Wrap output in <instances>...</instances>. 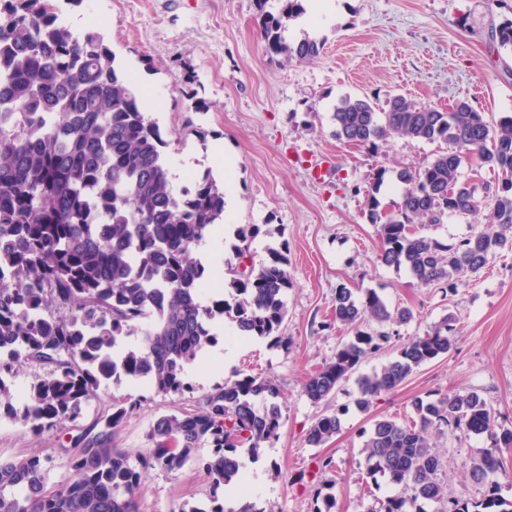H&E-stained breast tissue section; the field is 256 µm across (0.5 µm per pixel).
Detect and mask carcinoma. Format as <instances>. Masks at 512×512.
I'll return each instance as SVG.
<instances>
[{
    "mask_svg": "<svg viewBox=\"0 0 512 512\" xmlns=\"http://www.w3.org/2000/svg\"><path fill=\"white\" fill-rule=\"evenodd\" d=\"M268 2L257 0L266 51L289 61L317 57L322 43L288 35L290 22L304 14L302 0H276L274 11L266 9ZM491 36L512 50V19ZM332 120L338 139L369 150L395 136L442 145L427 166L395 171L397 210L386 212L377 198L385 167L364 188L384 265L453 291L496 254L512 250V114L493 122L465 100L448 112L400 94L383 107L344 95ZM164 147L157 123L98 33L74 32L52 0H0V408L37 433L76 421L109 382L182 393L186 369L215 344L221 319H229L239 336L288 346V337L279 334L291 287L286 255L271 247L267 261L246 264L259 228L237 227L240 245L234 259L224 260L232 276L222 296L211 299L205 265L194 252L223 219L224 190L206 175L194 190L175 192ZM465 163L509 183L492 192L487 225L455 244L414 232L415 224L478 210L474 187L461 179ZM333 313L353 338L304 384L315 404L335 395L365 358L389 343V333L369 329L368 322L414 318L409 308L389 310L373 289L357 297L343 286L336 289ZM454 343L453 318L446 317L411 338L380 370L359 375L354 404L369 409ZM22 362L44 374L18 403L9 376ZM278 398L271 381L237 374L207 393L198 412L159 417L150 429L153 447L136 459L112 446L128 413L125 401L114 400L73 437L66 483L48 486L46 460L37 454L0 459V512H140L142 472L178 471L199 460L206 444L212 452L202 464L214 484H238L245 465L236 449L248 448L255 459L279 437ZM412 408L414 417L405 423L381 418L363 431L367 474L397 489L381 512H427L426 506L445 502L441 459L430 438L457 432L493 441L468 469L487 493L472 505L451 501L438 512H512L496 480L503 452L512 450V428L497 427L485 398L474 391L418 397ZM340 429L339 412L323 413L306 441L322 446ZM180 512L256 509L243 498Z\"/></svg>",
    "mask_w": 512,
    "mask_h": 512,
    "instance_id": "carcinoma-1",
    "label": "carcinoma"
}]
</instances>
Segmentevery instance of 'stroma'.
<instances>
[{"label": "stroma", "mask_w": 512, "mask_h": 512, "mask_svg": "<svg viewBox=\"0 0 512 512\" xmlns=\"http://www.w3.org/2000/svg\"><path fill=\"white\" fill-rule=\"evenodd\" d=\"M73 30L97 31L114 52L120 73L160 106L152 115L162 138L175 189L186 175L213 173L225 189L231 212L219 238L198 254L208 269L231 256L233 230L259 225L251 243L253 262L281 245L292 285L281 332L288 347L260 338L239 339L233 325L217 324L219 338L186 371V390L162 395L143 384L112 385L82 416L58 430L37 433L11 416L0 417V458L37 453L51 461L47 483L66 482L62 451L79 429L106 412L113 399L133 402L112 444L137 454L151 446L148 433L163 415L192 410L215 385L234 373L272 380L280 390V437L248 460L249 495L260 512H316L319 496L335 499V512H379L394 489L368 475L361 455L362 432L379 418L400 422L413 414L415 398L475 391L495 410L496 423L512 428V251L497 254L487 268L457 290L417 284L405 270L379 260L381 242L366 215L363 189L377 168L387 174L378 198L394 209L400 199L395 170L426 166L436 145L391 138L378 152L339 140L332 106L347 94L385 104L401 94L414 102L447 109L469 101L488 119L512 113V55L502 57L490 41L492 24L512 19V0H336L305 13L294 38L322 40L320 54L303 62L267 55L255 26L256 0H54ZM329 153L336 164L322 180L301 160ZM475 187L476 214L444 216L418 227V234L457 243L483 227L491 207L488 169L463 166ZM355 294L376 290L392 308L408 307L411 322L388 325L392 339L360 366L380 368L414 336L444 317L454 319L455 347L420 367L395 392L374 400L367 411L353 404L355 381L345 382L327 403L303 393L306 377L329 362L348 341L350 329L336 324L337 288ZM342 413L339 433L320 447L305 434L326 410ZM443 467L438 474L451 498L474 503L486 488L472 481L465 465L492 442L487 435L435 438ZM202 465L176 472L148 471L142 481L141 512H179L223 498Z\"/></svg>", "instance_id": "stroma-1"}]
</instances>
